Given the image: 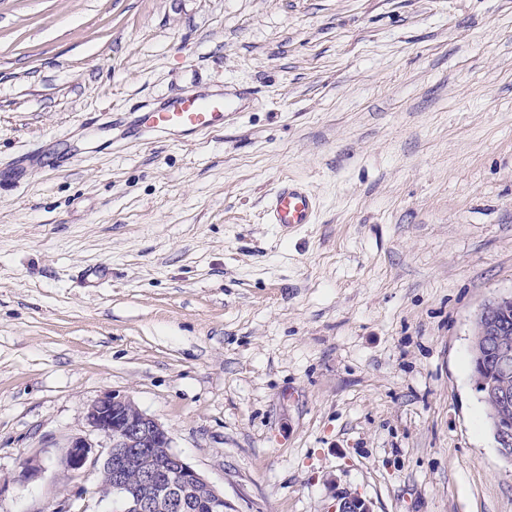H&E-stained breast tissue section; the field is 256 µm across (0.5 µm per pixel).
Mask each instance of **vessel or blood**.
<instances>
[{
	"mask_svg": "<svg viewBox=\"0 0 512 512\" xmlns=\"http://www.w3.org/2000/svg\"><path fill=\"white\" fill-rule=\"evenodd\" d=\"M254 100V92L223 84L215 88L193 84L181 93L162 99L143 116L147 130L192 138L222 129L225 117L242 112ZM315 197L302 185L282 183L269 197L267 219L284 229L313 223Z\"/></svg>",
	"mask_w": 512,
	"mask_h": 512,
	"instance_id": "obj_1",
	"label": "vessel or blood"
}]
</instances>
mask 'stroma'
<instances>
[{"instance_id": "35a3bbf8", "label": "stroma", "mask_w": 512, "mask_h": 512, "mask_svg": "<svg viewBox=\"0 0 512 512\" xmlns=\"http://www.w3.org/2000/svg\"><path fill=\"white\" fill-rule=\"evenodd\" d=\"M193 77L256 99L121 134ZM510 291L512 0H0V512H112L61 463L107 393L233 512H512L470 357ZM317 211L316 198L302 185L282 183L269 197L267 219L283 229L313 224Z\"/></svg>"}]
</instances>
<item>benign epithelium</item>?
Returning <instances> with one entry per match:
<instances>
[{
	"instance_id": "1",
	"label": "benign epithelium",
	"mask_w": 512,
	"mask_h": 512,
	"mask_svg": "<svg viewBox=\"0 0 512 512\" xmlns=\"http://www.w3.org/2000/svg\"><path fill=\"white\" fill-rule=\"evenodd\" d=\"M510 306L512 292L493 297L478 310L471 339V352L477 361L492 356L500 366L512 363V331L490 315L495 308ZM482 388L489 406L492 437L501 456L511 461L512 422L505 419V414L512 408V393L494 383H484ZM86 423L109 442L101 470L108 472L112 489L117 491L120 512H194L203 503L209 506L210 512H227L224 494L174 451L168 430L129 398L113 393L104 395L87 409ZM160 451L165 453V463L174 472L176 483L164 482L157 468L146 470L135 486L125 482L128 470ZM98 460L94 445L83 437L72 440L64 455L66 467L76 473L96 465ZM336 512L373 510L368 500L349 495L337 500Z\"/></svg>"
}]
</instances>
